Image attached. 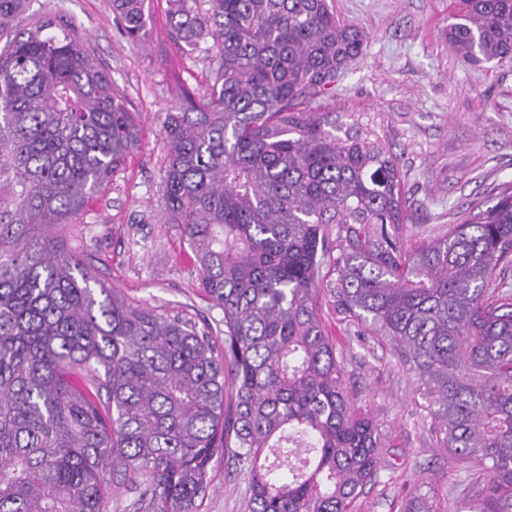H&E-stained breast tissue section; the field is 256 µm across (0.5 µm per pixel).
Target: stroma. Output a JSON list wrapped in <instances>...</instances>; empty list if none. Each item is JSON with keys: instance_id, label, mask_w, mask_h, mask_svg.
I'll list each match as a JSON object with an SVG mask.
<instances>
[{"instance_id": "obj_1", "label": "stroma", "mask_w": 512, "mask_h": 512, "mask_svg": "<svg viewBox=\"0 0 512 512\" xmlns=\"http://www.w3.org/2000/svg\"><path fill=\"white\" fill-rule=\"evenodd\" d=\"M454 0H334L339 19L362 26L366 47L337 82L328 109L364 112L399 160L406 200L404 244L447 233L512 185V65L471 66L448 47ZM53 13L73 26L138 114L140 146L73 224L35 229L78 247L86 269L128 302L181 314L219 332L224 314L199 286L196 258L177 224L161 218L167 142L164 112L182 92L210 83L209 42L172 34L167 0H152L151 36H124L112 0H27L14 25ZM350 399L374 413L383 434L375 480L353 512H406L417 494L453 512L467 470L440 448L415 377L356 324L323 306ZM248 477L232 458L215 462L197 512H248Z\"/></svg>"}]
</instances>
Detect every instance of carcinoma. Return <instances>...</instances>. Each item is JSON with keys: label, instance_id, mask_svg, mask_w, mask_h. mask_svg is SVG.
<instances>
[{"label": "carcinoma", "instance_id": "1", "mask_svg": "<svg viewBox=\"0 0 512 512\" xmlns=\"http://www.w3.org/2000/svg\"><path fill=\"white\" fill-rule=\"evenodd\" d=\"M211 83L162 123L163 218L182 227L224 337L133 305L51 239L140 145L137 113L51 15L0 0V512H194L213 463L249 475L248 512H350L382 439L349 398L318 290L419 381L466 512H512V191L406 248L397 159L363 114L324 112L366 33L329 0H168ZM144 43L149 0H112ZM448 47L512 64V0H459Z\"/></svg>", "mask_w": 512, "mask_h": 512}]
</instances>
